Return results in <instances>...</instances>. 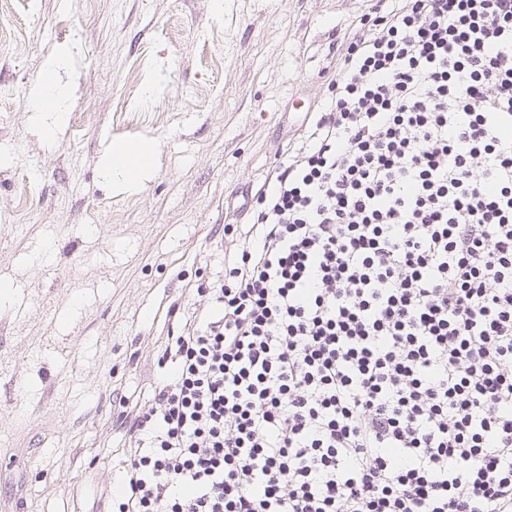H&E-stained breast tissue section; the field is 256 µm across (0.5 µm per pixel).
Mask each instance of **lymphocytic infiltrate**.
<instances>
[{"instance_id": "lymphocytic-infiltrate-1", "label": "lymphocytic infiltrate", "mask_w": 512, "mask_h": 512, "mask_svg": "<svg viewBox=\"0 0 512 512\" xmlns=\"http://www.w3.org/2000/svg\"><path fill=\"white\" fill-rule=\"evenodd\" d=\"M112 512H512V0H371Z\"/></svg>"}]
</instances>
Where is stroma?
Instances as JSON below:
<instances>
[{"label":"stroma","mask_w":512,"mask_h":512,"mask_svg":"<svg viewBox=\"0 0 512 512\" xmlns=\"http://www.w3.org/2000/svg\"><path fill=\"white\" fill-rule=\"evenodd\" d=\"M367 0H0V512H112L113 391L167 376L169 306L224 273ZM54 142L28 110L47 62ZM155 140L117 192L112 146Z\"/></svg>","instance_id":"obj_1"}]
</instances>
